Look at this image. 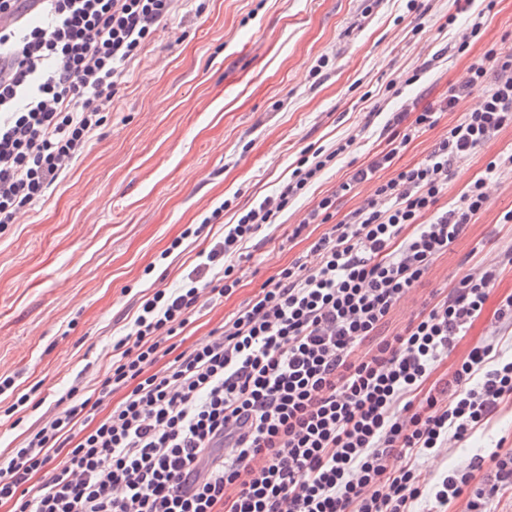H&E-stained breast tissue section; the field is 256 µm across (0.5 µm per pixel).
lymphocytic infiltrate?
I'll list each match as a JSON object with an SVG mask.
<instances>
[{"mask_svg": "<svg viewBox=\"0 0 512 512\" xmlns=\"http://www.w3.org/2000/svg\"><path fill=\"white\" fill-rule=\"evenodd\" d=\"M176 0H41V24L0 29V224L44 200L91 145L112 98ZM477 105L421 162L381 178L438 115ZM512 127V50L474 58L438 105L393 113L388 151L356 168L348 193L374 183L362 206L332 223L321 198L292 234L328 230L310 245L315 265L293 262L268 279L203 343L170 342L217 294L241 281L244 246L354 146L303 158L275 195L225 225L186 282L142 296L98 401L122 399L92 428L78 387L0 458V504L11 512H414L424 491L419 461L486 426L512 400V360L496 342L473 345L446 374L437 366L482 312L497 281L472 265L451 291L390 331L396 306L488 206L487 186L512 173V152L490 160L448 205V172ZM165 366H158L160 357ZM47 481L31 485L33 474ZM483 479H476V471ZM512 493V448L442 475L439 505L465 499L488 512Z\"/></svg>", "mask_w": 512, "mask_h": 512, "instance_id": "lymphocytic-infiltrate-1", "label": "lymphocytic infiltrate"}]
</instances>
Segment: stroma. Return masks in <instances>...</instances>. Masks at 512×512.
Here are the masks:
<instances>
[{
	"instance_id": "obj_1",
	"label": "stroma",
	"mask_w": 512,
	"mask_h": 512,
	"mask_svg": "<svg viewBox=\"0 0 512 512\" xmlns=\"http://www.w3.org/2000/svg\"><path fill=\"white\" fill-rule=\"evenodd\" d=\"M455 12L453 0H182L131 64L90 150L45 201L0 228V377L31 395L16 418L6 414L13 395H0V456L58 412L70 386L93 395L141 295L181 285L225 225L288 182L304 150L351 137L353 153L325 170L276 226L262 228L237 291L193 317L183 347L221 329L289 263L314 262L308 241L288 234L327 194L337 196L339 221L372 194L368 183L344 196L336 190L355 167L389 150L381 133L388 113L445 96L490 46L512 48V0H497L482 38L464 54L448 22ZM392 87L398 97L389 96ZM478 101L474 94L442 113L382 178L425 159ZM510 150L512 127L454 164L449 197ZM489 192V207L398 305L391 328L404 327L434 294L448 293L470 264L512 249V223L500 219L512 206V177ZM218 206L221 223L182 239ZM509 294L512 264L501 267L493 297L442 371L497 329L499 300ZM501 446L512 447V403L467 441L423 458L422 476L434 484L440 473L467 469L476 455Z\"/></svg>"
}]
</instances>
